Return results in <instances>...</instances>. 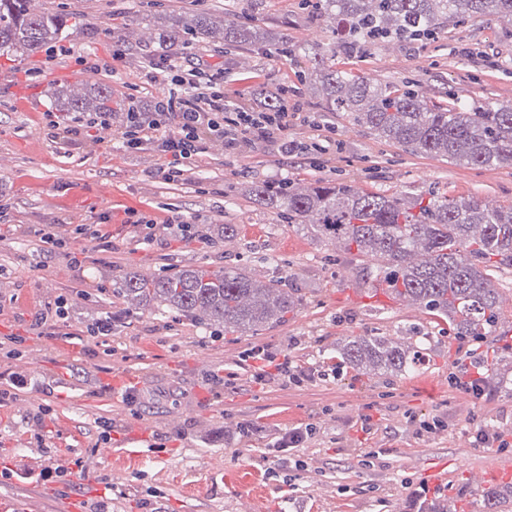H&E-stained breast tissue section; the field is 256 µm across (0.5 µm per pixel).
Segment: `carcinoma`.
I'll use <instances>...</instances> for the list:
<instances>
[{"label": "carcinoma", "instance_id": "1", "mask_svg": "<svg viewBox=\"0 0 512 512\" xmlns=\"http://www.w3.org/2000/svg\"><path fill=\"white\" fill-rule=\"evenodd\" d=\"M29 0H0V52L23 57L64 38L70 15L29 12ZM311 13L343 25L336 51L356 56L367 42L434 40L449 23L495 17L512 21V0H304ZM226 45L262 44L252 27H220L204 15H170L159 29L162 44L193 40ZM321 86L328 110L345 112L381 139L414 152L446 156L473 166L512 164V106L490 102L477 109L425 99L404 85H372L331 65ZM110 95L88 84L77 95L63 87L59 110L107 112ZM249 194L271 204L299 230L370 264L371 287H386L398 300L412 301L448 321L454 335L480 339L495 331L499 294L488 271L512 267V205L487 208L470 197L429 194L408 198L361 194L343 182H326L307 192L288 182L255 181ZM117 292L127 302L156 301L182 316H202L224 329L256 335L280 323L296 301L280 280L260 284L248 266L183 269L145 280L126 273ZM340 356L357 369L386 378L415 373L424 362L416 344L388 336H352ZM512 363L506 348L485 360L487 381L503 392L512 384L499 366ZM417 512H457L450 499L416 504ZM481 512H512V487L482 491Z\"/></svg>", "mask_w": 512, "mask_h": 512}]
</instances>
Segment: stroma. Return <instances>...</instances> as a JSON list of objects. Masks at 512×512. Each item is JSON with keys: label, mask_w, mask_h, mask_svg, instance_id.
Here are the masks:
<instances>
[{"label": "stroma", "mask_w": 512, "mask_h": 512, "mask_svg": "<svg viewBox=\"0 0 512 512\" xmlns=\"http://www.w3.org/2000/svg\"><path fill=\"white\" fill-rule=\"evenodd\" d=\"M32 13L78 12L63 52L47 46L28 57L0 54V338L21 337L17 353H0V376L28 382L25 412L0 405L1 464L35 468L79 461L75 478L92 472L107 512H412L423 473L443 467L444 491L458 512H479L474 472L512 466L511 448H481L486 429L512 433V395L478 400L454 378L470 358L512 344V268L493 271L500 325L479 341L459 340L418 305L381 297L363 263L335 243L284 224L275 208L245 193L254 181L288 179L300 189L326 181L362 193L469 196L491 208L512 205V166H472L414 154L330 112L304 75L337 42L333 20L313 16L302 0H30ZM212 14L216 22L259 26L286 38L285 50L200 41L162 50L155 14ZM182 70L196 60L224 66V96L249 105L287 91L300 120L290 139L311 141L329 129L338 150L319 160L283 153L264 142L230 155L222 137L177 181L156 176L153 144L122 145L129 110L153 111L168 91L166 73L149 79L160 59ZM336 67L372 84L415 85L424 98L454 93L468 104L512 102V22L479 19L448 27L424 42L370 45ZM105 86L112 94L106 127L70 142L51 135L52 92L66 85ZM151 215L153 229L127 221ZM206 227L238 225L229 240L183 239L171 216ZM103 224L112 246L79 236L81 224ZM66 242L51 250L44 229ZM80 267H73L72 258ZM248 264L253 279H286L301 300L284 323L246 335L172 317L158 303L128 307L113 291L131 270L152 278L183 267ZM66 298L67 316L55 314ZM45 317L35 325L36 317ZM112 319L111 335L88 325ZM383 335L420 343L425 361L414 374L385 381L336 362L347 336ZM265 347L312 369L302 385L276 376L253 380L244 353ZM134 393L116 403L113 392ZM437 419L435 430L419 423ZM370 431H362V420ZM312 424L303 447L273 443ZM62 482H0V494L25 498L32 512H66Z\"/></svg>", "instance_id": "35a3bbf8"}]
</instances>
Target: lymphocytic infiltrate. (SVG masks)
<instances>
[{
	"instance_id": "f902f5d3",
	"label": "lymphocytic infiltrate",
	"mask_w": 512,
	"mask_h": 512,
	"mask_svg": "<svg viewBox=\"0 0 512 512\" xmlns=\"http://www.w3.org/2000/svg\"><path fill=\"white\" fill-rule=\"evenodd\" d=\"M224 69L199 62L188 75H172L175 93L156 102L152 115L133 112L122 134L126 148L137 149L155 143L163 159L157 174L168 182L176 181L183 168L202 151V135L209 132L224 136L230 153H240L243 146L263 140L276 145L278 151L326 154L332 139L318 135L311 143L298 144L288 139L294 119L287 106L274 109L254 105L234 109L224 98L220 85Z\"/></svg>"
}]
</instances>
